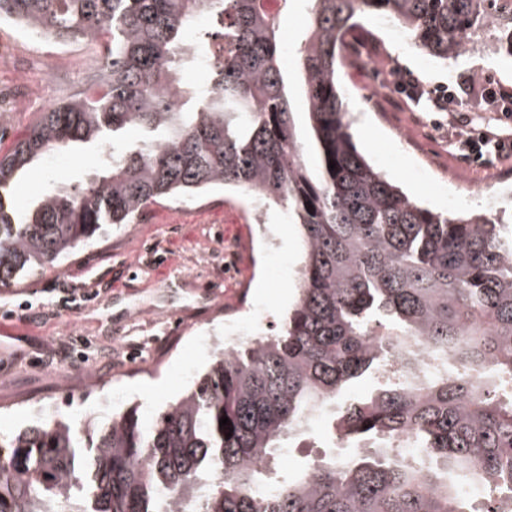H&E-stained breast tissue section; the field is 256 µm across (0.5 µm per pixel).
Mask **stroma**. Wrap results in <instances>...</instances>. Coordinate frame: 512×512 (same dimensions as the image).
I'll return each instance as SVG.
<instances>
[{
    "label": "stroma",
    "mask_w": 512,
    "mask_h": 512,
    "mask_svg": "<svg viewBox=\"0 0 512 512\" xmlns=\"http://www.w3.org/2000/svg\"><path fill=\"white\" fill-rule=\"evenodd\" d=\"M306 0H292L280 22L281 65L304 104L293 47L307 21ZM348 38L340 81L358 151L412 199L437 212L483 208L478 190L495 194V209L512 207V157H461L448 128L465 118L472 133L512 141V121L499 118L480 89L465 81L491 79L512 87V63L481 53L455 62L419 54L380 15L365 17ZM0 87L17 92L16 111L0 116V149L11 145L41 112L93 83L98 46L32 40L22 28L0 24ZM424 87L457 85L456 111L436 112L397 86L401 72ZM94 148L63 151L36 163L13 198L28 206L52 184H80L94 164ZM278 244L276 253L267 240ZM302 243L286 210L267 212L257 227L244 204L217 192L190 204L154 206L137 223L114 228L80 247L60 267L0 287V431L30 424L35 407L87 425L139 405L142 420L182 392L208 365L210 339L225 317L273 334L296 296ZM94 302L85 305V292ZM88 342L82 357L58 359L73 339Z\"/></svg>",
    "instance_id": "stroma-1"
}]
</instances>
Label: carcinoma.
<instances>
[{"label": "carcinoma", "instance_id": "1", "mask_svg": "<svg viewBox=\"0 0 512 512\" xmlns=\"http://www.w3.org/2000/svg\"><path fill=\"white\" fill-rule=\"evenodd\" d=\"M307 2L301 132L280 16L261 0H0V21L98 44L107 61L98 90L55 103L0 152L1 287L154 205L215 189L285 209L303 242L278 332L214 353L151 423L135 406L93 432L43 417L0 433V512H474L472 489L512 504V216L411 201L354 148L338 84L342 48L369 13L446 62L479 50L512 60V11ZM201 18L216 26L199 36ZM220 40L217 68L182 82ZM129 128L139 140H123ZM74 146L99 149L84 182L16 209L29 166ZM324 411L333 451L282 471L280 449Z\"/></svg>", "mask_w": 512, "mask_h": 512}]
</instances>
